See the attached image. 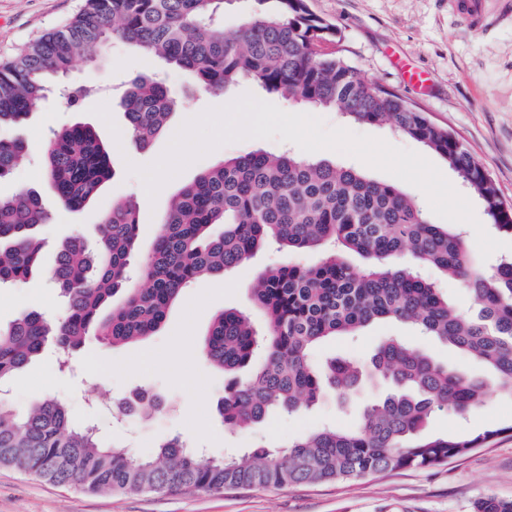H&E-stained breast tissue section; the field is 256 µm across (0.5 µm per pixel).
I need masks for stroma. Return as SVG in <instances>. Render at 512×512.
I'll use <instances>...</instances> for the list:
<instances>
[{"instance_id": "stroma-1", "label": "stroma", "mask_w": 512, "mask_h": 512, "mask_svg": "<svg viewBox=\"0 0 512 512\" xmlns=\"http://www.w3.org/2000/svg\"><path fill=\"white\" fill-rule=\"evenodd\" d=\"M310 10L335 25L334 49L367 79L395 90L439 126L448 128L483 165L505 204L512 206V18L501 16V0H486L481 28L468 25L448 7V0H308ZM84 6V0H0V63L13 58L30 41L64 25ZM403 59L423 71L427 86L402 77L395 65ZM165 76L181 104L168 132L148 147L131 137L121 97L135 77ZM67 80L92 88L79 109L49 96L21 123L0 135L23 140L26 161L0 179V196L21 189L40 194L50 213L42 226L40 273L17 286L0 287V325L37 309L60 319L64 308L45 271L55 262L59 246L82 236L93 239L113 201L129 196L139 202V224L133 267L150 254L163 224L169 201L200 171L249 151L273 154L295 151L293 143L252 138L223 145L200 158L169 181L156 200H149L141 180L127 171L128 163L146 165L156 160L171 140L173 130L210 107H220L249 93L288 113L303 107L269 94L248 80L221 93L188 88L182 75L164 61L129 51L112 42L100 59L78 61ZM317 117L331 128L380 138L409 149L432 162L451 184L456 173L422 143L387 126L347 121L331 109ZM75 124L92 126L113 147L114 175L99 198L81 210L65 208L42 177L44 144L51 131ZM282 251L265 247L225 276L202 277L184 288L171 306L165 323L147 340L111 347L88 339L79 349L63 351L48 344L32 364L14 374L4 394L17 411L38 399L54 398L68 409L72 421L96 425L107 443H117L141 454L180 437L187 445L212 456L242 452L258 445L277 446L324 425L354 426L356 406L327 394L315 406L293 414L278 413L246 430L225 428L215 412L229 378L205 361L201 342L214 318L225 309L242 311L255 324L263 315L255 306L252 286L262 271L279 266ZM395 336L435 358L474 371L476 362L447 344L416 335L398 322H382L358 336H339L320 344L315 362L332 358L367 360L376 345ZM148 392L159 403L146 417H113L120 399ZM497 430L491 442L469 455L426 468L383 473L360 481H333L316 485L257 486L220 493L188 491L179 494L105 495L79 488L59 487L12 469L0 468V512H472L474 501L485 495L512 499V401L498 398L460 419L439 415L433 432L464 437Z\"/></svg>"}]
</instances>
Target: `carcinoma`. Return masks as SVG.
Listing matches in <instances>:
<instances>
[{"label": "carcinoma", "mask_w": 512, "mask_h": 512, "mask_svg": "<svg viewBox=\"0 0 512 512\" xmlns=\"http://www.w3.org/2000/svg\"><path fill=\"white\" fill-rule=\"evenodd\" d=\"M257 7L233 31L224 29V0H86L68 23L0 64V127L23 121L79 59L94 60L117 39L137 54L157 56L205 91L249 80L288 102L333 108L370 125L388 124L446 159L480 200L488 224L512 234V207L464 144L396 92L366 79L345 60L320 51L337 36L307 0H253ZM122 105L135 141L148 146L165 128L178 100L160 80L134 78ZM27 145L0 139V178L22 162ZM44 178L59 200L77 210L94 201L112 177L110 148L85 125L54 130L45 145ZM50 211L29 189L0 197V285L21 284L35 271ZM216 225L223 231L216 234ZM137 205L115 202L94 245L74 238L48 272L65 301L55 323L32 310L0 330V384L29 365L53 338L77 346L95 333L113 346L152 335L180 291L202 275L222 276L275 243L286 252L316 251L312 266L288 261L262 274L253 297L266 317L225 310L203 340L206 360L228 374L262 352L266 363L217 404L224 422L246 427L273 412L314 405L325 385L345 399L369 376L390 391L370 402L350 429L323 428L282 447H259L237 457L204 458L178 438L137 455L108 445L94 429L74 424L64 404L45 398L25 414L0 399V466L50 483L113 494L222 492L283 484L355 481L378 473L440 464L467 455L502 433L468 437L424 433L441 413L465 416L492 396L512 400V260L485 270L461 233L429 223L420 203L396 186L354 168L303 158L246 152L204 168L173 198L144 263V283L129 288L137 241ZM366 262L355 270L345 253ZM421 266L439 269L475 299L463 314ZM122 303L101 316L117 292ZM382 321H399L478 361L497 379L436 360L397 338L377 347L370 369L347 360L320 368L314 348L336 336H355ZM473 512H512V500L487 495Z\"/></svg>", "instance_id": "1"}]
</instances>
